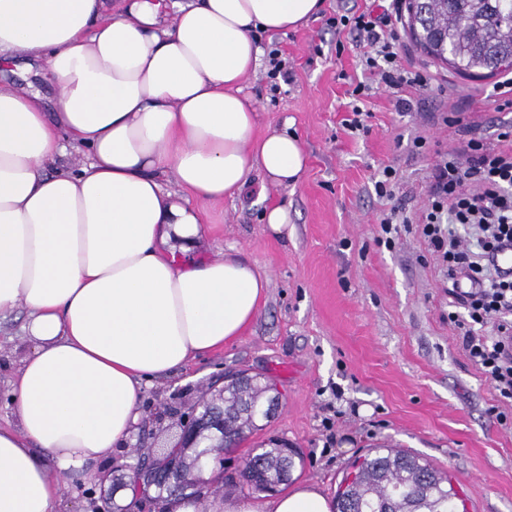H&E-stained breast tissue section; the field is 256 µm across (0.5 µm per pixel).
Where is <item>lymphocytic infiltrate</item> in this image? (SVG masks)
<instances>
[{"label": "lymphocytic infiltrate", "mask_w": 512, "mask_h": 512, "mask_svg": "<svg viewBox=\"0 0 512 512\" xmlns=\"http://www.w3.org/2000/svg\"><path fill=\"white\" fill-rule=\"evenodd\" d=\"M399 17L400 0H390L382 12L343 15L338 22L355 32L366 69L386 86L431 90V77L400 63ZM469 181L475 190L466 189ZM418 222L430 254L446 271L453 306L448 320L460 330L469 361L499 401L512 404V277L494 264L496 253L512 246V148L491 147L476 132L462 150L437 153ZM456 224L471 226L472 245L455 236Z\"/></svg>", "instance_id": "f902f5d3"}]
</instances>
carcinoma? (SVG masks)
I'll return each mask as SVG.
<instances>
[{"label":"carcinoma","mask_w":512,"mask_h":512,"mask_svg":"<svg viewBox=\"0 0 512 512\" xmlns=\"http://www.w3.org/2000/svg\"><path fill=\"white\" fill-rule=\"evenodd\" d=\"M408 30L429 58L467 77H488L512 69V0H408ZM272 385L259 374L239 372L221 388L208 387L198 407L223 416L224 447L192 448L180 465L196 486L185 490L156 488L151 507L168 512L174 496L199 502L213 491L201 477L208 461L219 459L244 435L270 418L260 410L276 403ZM303 463L285 440H270L251 450L233 487L274 492ZM458 493L451 480L429 462L399 448L379 447L354 465L335 497V512H456Z\"/></svg>","instance_id":"cac0c4a2"}]
</instances>
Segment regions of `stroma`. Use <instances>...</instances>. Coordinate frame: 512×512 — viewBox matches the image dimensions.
I'll use <instances>...</instances> for the list:
<instances>
[{
  "instance_id": "obj_1",
  "label": "stroma",
  "mask_w": 512,
  "mask_h": 512,
  "mask_svg": "<svg viewBox=\"0 0 512 512\" xmlns=\"http://www.w3.org/2000/svg\"><path fill=\"white\" fill-rule=\"evenodd\" d=\"M385 0H324L298 29L259 33L261 56L243 90L258 106L259 131L296 134L307 167L296 186L270 185L254 172L248 187L202 204L207 231L195 257L234 254L252 262L270 285L255 322L223 350L193 359L145 387L141 417L113 451L101 476L63 486L59 512H94L102 502L121 512L124 492L111 474L131 462L136 445L172 446L180 430L161 413L183 391L193 405L212 377L235 371L267 376L280 393L275 416L224 453V479L235 482L251 448L271 439L299 448L304 464L291 483L317 485L334 497L350 466L372 448L407 450L449 473L468 512H512V425L502 424L494 392L468 360L448 323L447 281L427 252L417 218L426 203L428 164L437 152L465 141L463 125L479 126L487 141L512 126V106L495 102L496 77L466 78L428 58L406 25L398 33L406 65L436 78L439 89L396 93L376 83L353 51L354 35L336 29L341 14L380 10ZM278 50L287 76H270ZM45 65L15 58L0 83L40 90L46 107L56 91ZM369 84L355 98L356 83ZM410 102L395 107L397 98ZM366 112V131L343 121L353 107ZM424 139L415 149V139ZM393 168L391 196L374 185ZM287 206L288 233L274 235L267 207ZM397 212L394 247L378 241L379 219ZM25 309L0 317V425L15 424L7 393L28 344Z\"/></svg>"
}]
</instances>
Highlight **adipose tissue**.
<instances>
[{
    "instance_id": "obj_1",
    "label": "adipose tissue",
    "mask_w": 512,
    "mask_h": 512,
    "mask_svg": "<svg viewBox=\"0 0 512 512\" xmlns=\"http://www.w3.org/2000/svg\"><path fill=\"white\" fill-rule=\"evenodd\" d=\"M322 0H0V68L45 62L56 89L0 86V315L26 309L28 348L0 426V512H56L129 438L144 380L223 349L269 280L234 255L177 260L202 203L263 172L296 185V134L258 133L242 83L256 31L305 24ZM74 168L51 166L66 153ZM173 177L179 193L165 190ZM224 512H333L312 484Z\"/></svg>"
}]
</instances>
